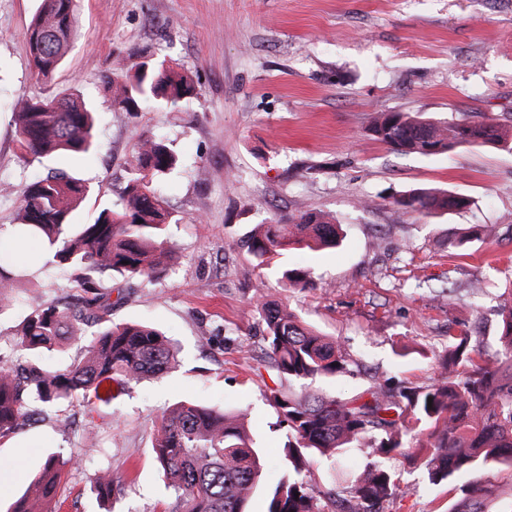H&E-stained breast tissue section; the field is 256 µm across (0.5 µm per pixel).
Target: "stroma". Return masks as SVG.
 <instances>
[{
  "label": "stroma",
  "mask_w": 512,
  "mask_h": 512,
  "mask_svg": "<svg viewBox=\"0 0 512 512\" xmlns=\"http://www.w3.org/2000/svg\"><path fill=\"white\" fill-rule=\"evenodd\" d=\"M38 6L0 0V225L17 223L23 182L51 168L90 182L75 220L91 222L117 200L134 145L166 140L182 160L162 182L177 219L169 229L175 260L149 282L107 273L99 284L113 323L154 326L178 353L168 373L100 407L94 443L83 438L75 403L35 413L0 439V467L22 462L0 512L53 454L78 457L61 512H102L91 478L106 466L120 489L112 512H179L152 439L164 412L184 400L244 413L264 480L276 483L287 429L270 399L281 380L265 356L256 311L263 297L342 344L351 371L324 388L345 399L389 377L441 382L452 328L481 324L482 350L498 355L503 291L512 289V150L401 155L373 139L369 125L378 112H411L511 127L512 0H81L74 47L48 82L32 75L24 39ZM131 55L187 73L195 95L139 112L113 106L104 79ZM75 89L98 111V149L80 162H27L8 105ZM415 188L470 204L426 216L394 206ZM300 209L347 229L337 248L283 256V265L313 270L312 288L289 287L235 246L257 224ZM477 224L494 226L496 241L469 240ZM479 281L486 291L471 293ZM35 292L72 304L80 288L70 269L48 262L0 312V347L16 341ZM372 456L366 446L347 449L335 464L312 463L307 479L328 487ZM387 464L408 488L397 512H449L463 497V478L431 484L424 459L395 455Z\"/></svg>",
  "instance_id": "35a3bbf8"
}]
</instances>
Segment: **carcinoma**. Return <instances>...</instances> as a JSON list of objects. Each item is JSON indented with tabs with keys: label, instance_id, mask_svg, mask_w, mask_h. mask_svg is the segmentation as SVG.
<instances>
[{
	"label": "carcinoma",
	"instance_id": "obj_1",
	"mask_svg": "<svg viewBox=\"0 0 512 512\" xmlns=\"http://www.w3.org/2000/svg\"><path fill=\"white\" fill-rule=\"evenodd\" d=\"M76 35L75 0H41L25 32L37 79L53 78ZM106 85L112 102L127 112L138 111L146 102L175 105L194 91L186 74L153 59L122 64L106 77ZM11 121L28 161L60 153L78 158L97 148L93 110L74 93L23 99L14 105ZM371 131L396 152L422 156L472 145H512V130L498 125H439L403 112L377 113ZM179 163L164 140L139 141L120 202L104 204L88 224L71 223L72 212L90 191L85 180L54 171L22 186L21 222L11 225V233L39 238L53 261L71 269L78 285L95 297L84 307L45 302L37 294L27 298L19 337L9 353L0 352V437L13 433L28 406L76 400L90 417L95 402H112V384L124 388L160 375L174 363V349L161 332L106 318L109 305L96 296V277L112 272L150 281L171 261L166 230L177 219L161 194L160 178ZM395 204L427 215L461 208L467 200L446 191L415 189ZM341 232L342 225L324 212L300 210L287 224L274 219L257 225L240 247L257 266H270L292 250L332 247ZM39 261L32 256L25 265L0 269V312L12 303V291L27 279L29 266ZM284 275L296 288L315 287L309 268H291ZM256 309L265 325L267 356L279 378L290 384L272 395L279 423L288 429V469L267 492L266 512H382L380 506H394L407 493L383 462L392 454L426 458L429 481L435 484L474 475L465 497L450 512H486L491 494L487 472L512 474V302L500 312L498 358H474L480 332H450L442 361L446 377L440 383L395 392L368 389L346 401L315 387L349 371L342 346L271 300L258 302ZM90 325L98 330L87 340ZM64 343L84 348V358L65 369L13 363L32 352L51 353ZM295 382L301 383V391L291 388ZM365 442L375 458L350 483L321 491L305 479L307 456L331 457ZM153 448L183 512H250L252 499L263 488L255 440L237 416L217 407L182 402L168 410L156 429ZM75 465L72 456L49 459L9 512H59L58 487ZM93 491L103 502L112 500V468L97 471Z\"/></svg>",
	"mask_w": 512,
	"mask_h": 512
}]
</instances>
